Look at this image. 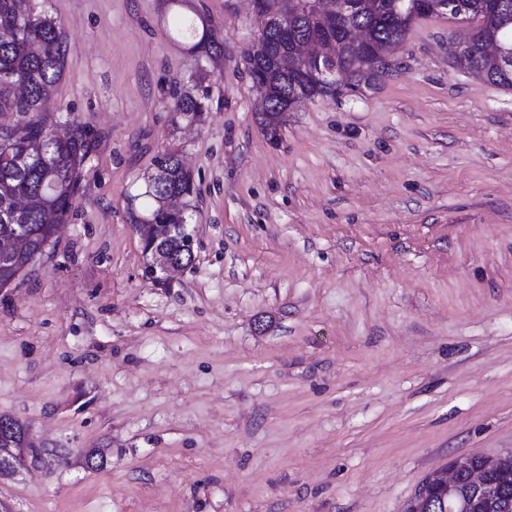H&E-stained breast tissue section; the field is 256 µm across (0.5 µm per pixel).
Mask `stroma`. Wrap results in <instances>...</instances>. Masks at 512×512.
I'll return each instance as SVG.
<instances>
[{
  "label": "stroma",
  "instance_id": "obj_1",
  "mask_svg": "<svg viewBox=\"0 0 512 512\" xmlns=\"http://www.w3.org/2000/svg\"><path fill=\"white\" fill-rule=\"evenodd\" d=\"M37 7L68 33L51 109L98 145L0 291V415L63 451L0 478V512H404L453 459L512 450V88L453 64L466 24L417 20L376 85L273 141L249 0ZM176 88L208 92L203 123L173 124ZM164 149L194 177L195 260L158 280L130 213ZM198 20L200 25L193 19L178 15L174 21V27L182 37L192 40L190 49L205 52L209 57L212 53L221 52L223 47L219 35L209 20L200 16H198Z\"/></svg>",
  "mask_w": 512,
  "mask_h": 512
}]
</instances>
